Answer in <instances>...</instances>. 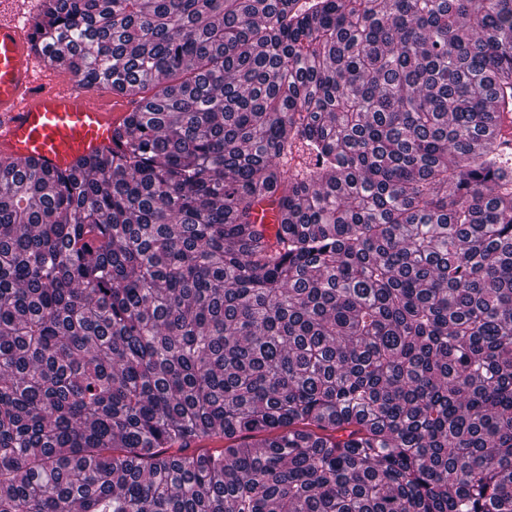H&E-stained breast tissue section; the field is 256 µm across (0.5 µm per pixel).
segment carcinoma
<instances>
[{
  "label": "carcinoma",
  "instance_id": "carcinoma-1",
  "mask_svg": "<svg viewBox=\"0 0 512 512\" xmlns=\"http://www.w3.org/2000/svg\"><path fill=\"white\" fill-rule=\"evenodd\" d=\"M34 38L143 104L66 171L0 154V512H512V0Z\"/></svg>",
  "mask_w": 512,
  "mask_h": 512
}]
</instances>
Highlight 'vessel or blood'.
Wrapping results in <instances>:
<instances>
[{
  "label": "vessel or blood",
  "mask_w": 512,
  "mask_h": 512,
  "mask_svg": "<svg viewBox=\"0 0 512 512\" xmlns=\"http://www.w3.org/2000/svg\"><path fill=\"white\" fill-rule=\"evenodd\" d=\"M33 0H0V153L50 170L112 145L130 100L97 99L79 80L59 88L44 56L30 49Z\"/></svg>",
  "instance_id": "vessel-or-blood-1"
}]
</instances>
